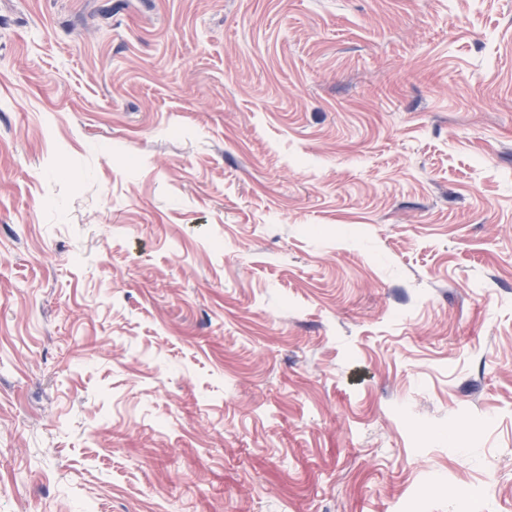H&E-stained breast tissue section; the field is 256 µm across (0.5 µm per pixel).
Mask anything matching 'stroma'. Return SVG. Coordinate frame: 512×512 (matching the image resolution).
Masks as SVG:
<instances>
[{
    "label": "stroma",
    "mask_w": 512,
    "mask_h": 512,
    "mask_svg": "<svg viewBox=\"0 0 512 512\" xmlns=\"http://www.w3.org/2000/svg\"><path fill=\"white\" fill-rule=\"evenodd\" d=\"M0 512H512V0H0Z\"/></svg>",
    "instance_id": "35a3bbf8"
}]
</instances>
